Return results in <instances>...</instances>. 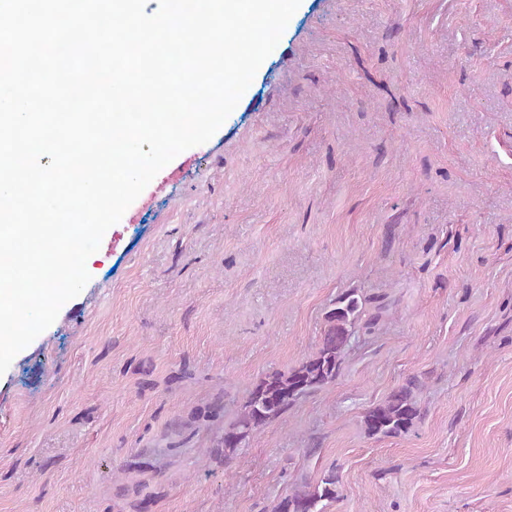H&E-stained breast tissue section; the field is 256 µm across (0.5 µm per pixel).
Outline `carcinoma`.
Listing matches in <instances>:
<instances>
[{
  "label": "carcinoma",
  "instance_id": "carcinoma-1",
  "mask_svg": "<svg viewBox=\"0 0 512 512\" xmlns=\"http://www.w3.org/2000/svg\"><path fill=\"white\" fill-rule=\"evenodd\" d=\"M374 312L368 313V305ZM389 308L384 299L367 298L351 289L336 300L326 313L325 327L315 350L298 365L286 371H272L249 392L237 416L224 424L217 447L223 449L224 463L237 459L251 438L270 423L280 420L303 397L332 384L343 369L346 349L357 325L372 329ZM423 384L417 377L406 379L381 403L366 409L363 428L373 437L406 435L421 419L417 394ZM340 473L336 466L325 470L319 480L306 483L279 498L271 512H327L336 501Z\"/></svg>",
  "mask_w": 512,
  "mask_h": 512
}]
</instances>
